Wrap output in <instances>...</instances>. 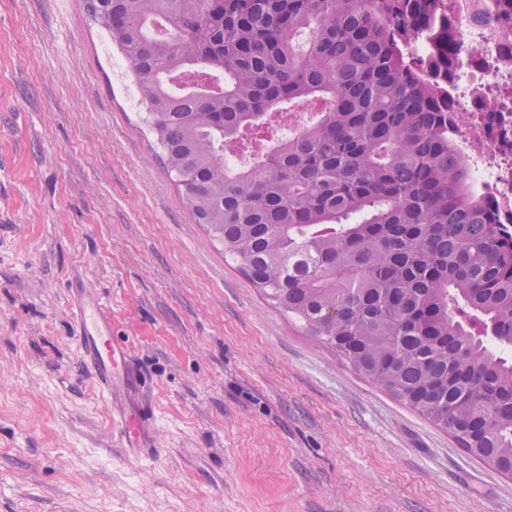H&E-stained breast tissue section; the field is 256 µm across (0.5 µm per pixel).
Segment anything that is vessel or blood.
<instances>
[{
    "mask_svg": "<svg viewBox=\"0 0 512 512\" xmlns=\"http://www.w3.org/2000/svg\"><path fill=\"white\" fill-rule=\"evenodd\" d=\"M78 358L101 391L125 457L152 458L158 453L156 417L147 380L129 347L112 334V316L102 300L82 288L68 300Z\"/></svg>",
    "mask_w": 512,
    "mask_h": 512,
    "instance_id": "vessel-or-blood-1",
    "label": "vessel or blood"
}]
</instances>
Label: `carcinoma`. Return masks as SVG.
I'll list each match as a JSON object with an SVG mask.
<instances>
[{
    "mask_svg": "<svg viewBox=\"0 0 512 512\" xmlns=\"http://www.w3.org/2000/svg\"><path fill=\"white\" fill-rule=\"evenodd\" d=\"M195 221L275 307L512 474V238L464 193L416 42L441 0H84ZM326 110L248 169L266 116Z\"/></svg>",
    "mask_w": 512,
    "mask_h": 512,
    "instance_id": "obj_1",
    "label": "carcinoma"
}]
</instances>
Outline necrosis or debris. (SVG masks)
<instances>
[{"instance_id": "obj_1", "label": "necrosis or debris", "mask_w": 512, "mask_h": 512, "mask_svg": "<svg viewBox=\"0 0 512 512\" xmlns=\"http://www.w3.org/2000/svg\"><path fill=\"white\" fill-rule=\"evenodd\" d=\"M448 131L467 195L512 226V30L496 0H448Z\"/></svg>"}]
</instances>
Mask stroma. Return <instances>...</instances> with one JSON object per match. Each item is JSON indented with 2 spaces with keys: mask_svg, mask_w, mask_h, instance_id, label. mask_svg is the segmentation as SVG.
I'll return each mask as SVG.
<instances>
[{
  "mask_svg": "<svg viewBox=\"0 0 512 512\" xmlns=\"http://www.w3.org/2000/svg\"><path fill=\"white\" fill-rule=\"evenodd\" d=\"M82 0H0V512H512V475L267 302L194 222ZM156 406L130 461L72 285Z\"/></svg>",
  "mask_w": 512,
  "mask_h": 512,
  "instance_id": "1",
  "label": "stroma"
}]
</instances>
